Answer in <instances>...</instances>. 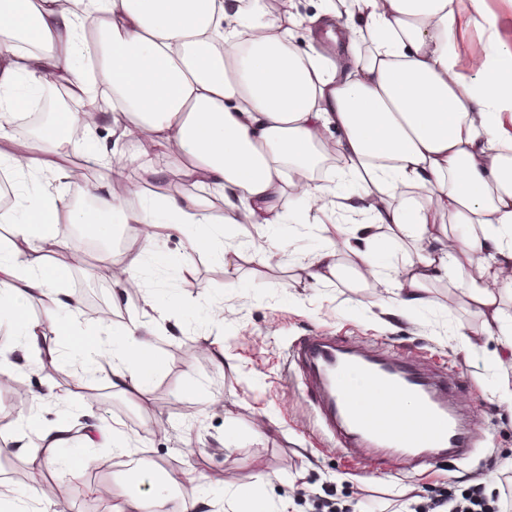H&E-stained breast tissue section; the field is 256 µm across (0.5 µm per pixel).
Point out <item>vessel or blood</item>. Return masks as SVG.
Wrapping results in <instances>:
<instances>
[{
	"instance_id": "1",
	"label": "vessel or blood",
	"mask_w": 512,
	"mask_h": 512,
	"mask_svg": "<svg viewBox=\"0 0 512 512\" xmlns=\"http://www.w3.org/2000/svg\"><path fill=\"white\" fill-rule=\"evenodd\" d=\"M289 359L305 379V396L317 410L344 458L370 466L402 460L422 466L437 453L461 454L467 436L450 408L457 382L445 369H429L402 351L383 356L344 344L333 336H308ZM356 373L362 388L345 385ZM411 397L420 406L408 428H400L396 404Z\"/></svg>"
}]
</instances>
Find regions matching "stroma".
Segmentation results:
<instances>
[{
    "label": "stroma",
    "mask_w": 512,
    "mask_h": 512,
    "mask_svg": "<svg viewBox=\"0 0 512 512\" xmlns=\"http://www.w3.org/2000/svg\"><path fill=\"white\" fill-rule=\"evenodd\" d=\"M323 4L270 0L269 6L274 15L293 16L290 41L305 52L311 47L305 19ZM485 15L484 23L462 24L448 51L468 75H475V60L482 56L496 65L502 81H512V0H486ZM284 206L295 229L282 264L267 262L268 245L260 239L236 269L225 270L214 256L196 253L186 274L184 239L165 233L154 239L144 261L142 294L118 304L108 267L98 257L60 255L69 269L63 286L80 320L117 338L129 315H138L157 351L155 374L144 394L102 395V424L123 431L134 449L121 456L110 448L82 449L86 420L80 408L61 406L54 397L72 388L78 359L64 352L32 364L23 352L10 356L0 370V482L18 489L31 484L30 459L40 445L32 434L27 448H17L10 431L25 418V404L13 397L19 384L41 394L37 413L43 421L69 414L70 451H85L96 465L57 475L59 496L46 504V512H111V502L100 501L94 487L126 481L132 466L141 476L135 490L142 494L151 491V477L172 478L170 500L177 507L199 492L183 479L188 468L266 492L274 512H314L315 494L331 495L342 512H385L392 498L424 505L443 489H498L500 474L512 470V400L496 390L500 371L461 341L460 331L479 330V318L443 285L432 288L431 309L405 316L381 306L377 289L355 288L344 278L310 283L300 264L331 237L333 225L357 223L358 216L336 206L310 214L291 198ZM306 336L399 347L431 366L456 371L477 448L462 460L433 457L424 470L394 461L365 474L361 464L337 453L303 399L302 383L291 376L288 350ZM261 427L267 436L255 438ZM228 432L234 436L229 443Z\"/></svg>",
    "instance_id": "stroma-1"
}]
</instances>
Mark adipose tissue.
I'll use <instances>...</instances> for the list:
<instances>
[{"instance_id":"obj_1","label":"adipose tissue","mask_w":512,"mask_h":512,"mask_svg":"<svg viewBox=\"0 0 512 512\" xmlns=\"http://www.w3.org/2000/svg\"><path fill=\"white\" fill-rule=\"evenodd\" d=\"M462 1L351 0L353 17L344 22L326 8L310 18L309 32L348 54L335 62L296 52L288 20L269 16L264 0H75L72 10L58 0H0V16L10 20L0 39V107L15 112L49 80L75 97L101 84L112 91L114 148L147 134L194 188L128 207L113 191L124 165L90 150L86 162L108 170L105 181L84 190L92 209L43 191L1 212L13 236L0 243V321L9 322L16 347L33 357L65 349L79 357L81 379L101 374L115 392L143 393L156 362L144 325L130 318L123 343H107L99 327L79 321L60 286L66 270L54 257L71 247L66 225L93 241L100 225L136 224L146 245L158 230H172L189 252H210L228 268L258 237L282 258L285 195L320 209L336 191L334 180L312 175L327 129L336 134L339 177L360 188L368 215L351 228L337 225L301 274L320 284L349 271L373 287L389 286L381 304L404 313L426 309L430 284L447 282L482 321L480 337H466V345L499 337L501 347L485 351V359L512 364V323L501 305L503 293L512 294V84L484 64L477 92L458 71L448 43ZM96 13L106 21L90 74L84 33ZM256 28L265 38L249 41ZM19 39L37 52H19ZM76 121V113H52L23 156L0 151V162H10L22 183L62 172ZM211 192L223 202L222 216L209 209ZM218 222L234 227L237 244L217 239ZM454 225L464 230L455 239ZM380 236L414 254L391 280L368 246ZM340 241L346 254L336 248ZM31 299L43 318L23 311ZM71 433L64 416L40 429L46 466L69 473L86 467V457L56 454Z\"/></svg>"}]
</instances>
